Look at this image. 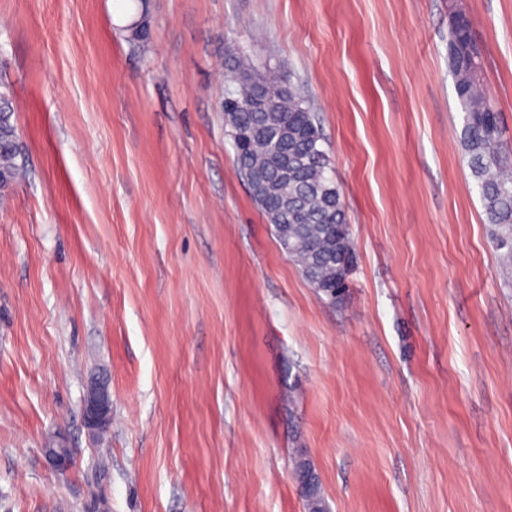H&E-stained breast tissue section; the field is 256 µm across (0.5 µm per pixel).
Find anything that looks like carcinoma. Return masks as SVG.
<instances>
[{"instance_id": "carcinoma-1", "label": "carcinoma", "mask_w": 512, "mask_h": 512, "mask_svg": "<svg viewBox=\"0 0 512 512\" xmlns=\"http://www.w3.org/2000/svg\"><path fill=\"white\" fill-rule=\"evenodd\" d=\"M452 18L448 59L465 117L464 147L472 176L494 226L499 259L512 267V148L501 139L498 115L480 84L479 57L466 51L468 23ZM128 40L148 43L147 22L127 26ZM253 58L238 61L234 82L221 103L231 128L235 164L252 197L274 227L282 249L300 266L315 291L334 304L348 288L355 263L351 229L340 190L330 175L329 154L315 113L292 84L257 77ZM11 95L0 92V194L18 179L22 164Z\"/></svg>"}]
</instances>
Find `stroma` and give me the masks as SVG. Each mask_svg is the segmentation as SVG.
Masks as SVG:
<instances>
[{
  "label": "stroma",
  "instance_id": "obj_1",
  "mask_svg": "<svg viewBox=\"0 0 512 512\" xmlns=\"http://www.w3.org/2000/svg\"><path fill=\"white\" fill-rule=\"evenodd\" d=\"M147 6L140 52L134 0H0L25 166L0 199V512H304L300 450L329 512H512V273L448 62L459 11L512 143V0ZM243 53L313 104L356 253L341 302L235 171ZM82 417L89 433L97 438L112 419V394L107 379H96L84 396Z\"/></svg>",
  "mask_w": 512,
  "mask_h": 512
}]
</instances>
